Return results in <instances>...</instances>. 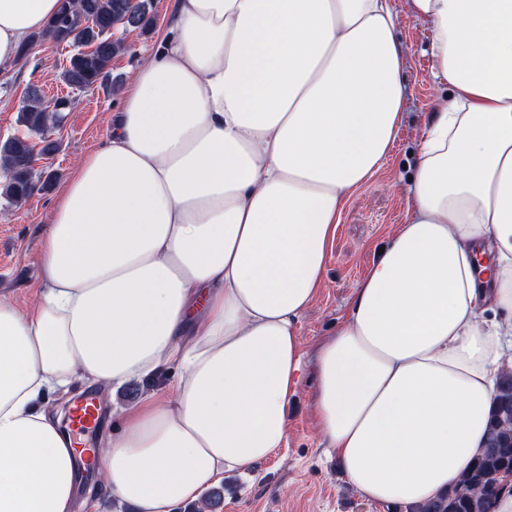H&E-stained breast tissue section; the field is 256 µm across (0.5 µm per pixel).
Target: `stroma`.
Returning <instances> with one entry per match:
<instances>
[{
    "instance_id": "1",
    "label": "stroma",
    "mask_w": 512,
    "mask_h": 512,
    "mask_svg": "<svg viewBox=\"0 0 512 512\" xmlns=\"http://www.w3.org/2000/svg\"><path fill=\"white\" fill-rule=\"evenodd\" d=\"M171 8L172 0H153L150 32L116 29L115 36L126 49L112 61L113 77L128 83L140 62L153 52ZM397 38L404 55L402 80L407 90L400 131L377 174L345 204L319 296L301 319L302 334L311 345L331 336L342 324L353 284L366 273L395 226L404 223L406 202L394 186L411 178L413 153L420 146L423 130L438 98L448 93L447 84L432 75L426 27L400 18ZM65 57L62 44L40 39L15 69L0 73V140L22 133L18 117L27 86H39L49 99L66 93L59 77ZM120 103L117 91L76 94L72 110L56 132L58 151L48 159L35 158L39 172L54 174L52 186L17 204L0 200V297L21 308L30 303L39 279L40 230L49 222L56 195L73 165L108 135ZM172 380V374L164 372L128 383L108 395L106 406L132 407L146 394L165 393ZM314 386L313 374L305 373L288 403L287 447L248 472L225 474L218 484L223 502L217 512H386L346 487L335 456L316 435L310 412Z\"/></svg>"
}]
</instances>
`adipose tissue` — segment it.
I'll list each match as a JSON object with an SVG mask.
<instances>
[{
  "instance_id": "ef3b65f1",
  "label": "adipose tissue",
  "mask_w": 512,
  "mask_h": 512,
  "mask_svg": "<svg viewBox=\"0 0 512 512\" xmlns=\"http://www.w3.org/2000/svg\"><path fill=\"white\" fill-rule=\"evenodd\" d=\"M59 0H0V71ZM448 86L406 218L306 348L344 203L401 125L400 14ZM37 300L0 299V512H96L51 399L175 367L96 448L137 512L200 500L289 441L305 371L314 422L362 499L456 485L512 370V0H173L110 135L42 229Z\"/></svg>"
}]
</instances>
